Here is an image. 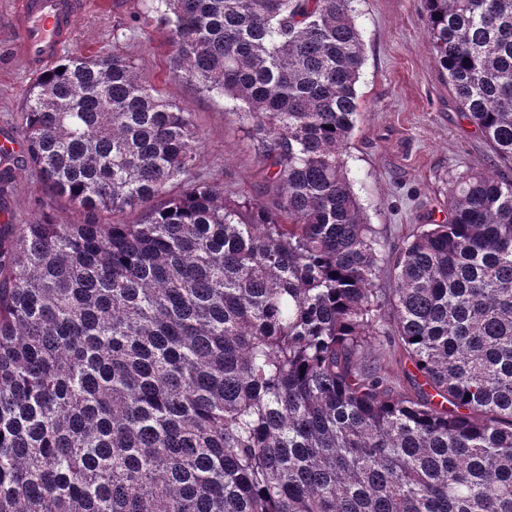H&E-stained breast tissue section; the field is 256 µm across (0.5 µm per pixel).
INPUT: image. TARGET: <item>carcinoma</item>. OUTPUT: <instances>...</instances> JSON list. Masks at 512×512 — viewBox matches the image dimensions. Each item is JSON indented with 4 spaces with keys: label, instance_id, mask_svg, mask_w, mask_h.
<instances>
[{
    "label": "carcinoma",
    "instance_id": "carcinoma-1",
    "mask_svg": "<svg viewBox=\"0 0 512 512\" xmlns=\"http://www.w3.org/2000/svg\"><path fill=\"white\" fill-rule=\"evenodd\" d=\"M352 2L149 3L270 197L203 180L192 113L117 52L33 79L0 214L30 172L87 219L0 224V512H512V179L463 173L448 223L386 252L342 159ZM422 3L460 112L512 163V0Z\"/></svg>",
    "mask_w": 512,
    "mask_h": 512
}]
</instances>
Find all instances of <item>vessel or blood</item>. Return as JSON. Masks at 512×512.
<instances>
[{
    "label": "vessel or blood",
    "instance_id": "vessel-or-blood-1",
    "mask_svg": "<svg viewBox=\"0 0 512 512\" xmlns=\"http://www.w3.org/2000/svg\"><path fill=\"white\" fill-rule=\"evenodd\" d=\"M83 0H14L12 24L32 69L54 59L72 40Z\"/></svg>",
    "mask_w": 512,
    "mask_h": 512
}]
</instances>
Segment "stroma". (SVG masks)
Instances as JSON below:
<instances>
[{
  "instance_id": "obj_1",
  "label": "stroma",
  "mask_w": 512,
  "mask_h": 512,
  "mask_svg": "<svg viewBox=\"0 0 512 512\" xmlns=\"http://www.w3.org/2000/svg\"><path fill=\"white\" fill-rule=\"evenodd\" d=\"M74 25L70 54L120 52L171 102L192 112L201 139L199 171L225 194L264 190V164L231 102L172 78L167 28L145 16L140 0H88ZM365 44L356 85L360 108L343 152L369 224L389 250L426 224L448 220V184L471 171H493L484 138L459 112L427 34L421 0H354ZM12 0H0V137L15 133L34 75L9 27ZM47 196L35 178L18 180L13 221L36 222Z\"/></svg>"
}]
</instances>
